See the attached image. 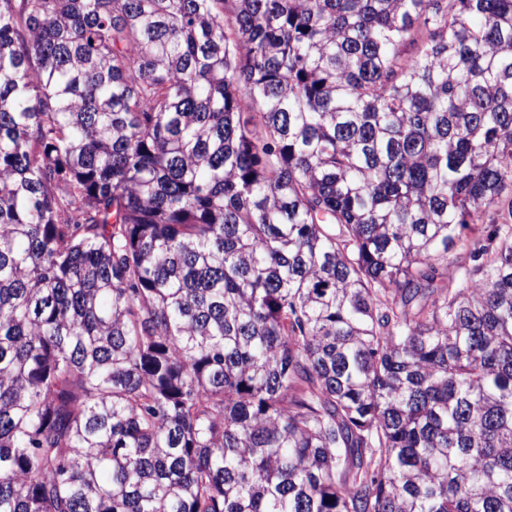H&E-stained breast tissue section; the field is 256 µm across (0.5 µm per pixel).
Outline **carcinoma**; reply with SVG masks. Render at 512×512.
<instances>
[{
  "label": "carcinoma",
  "mask_w": 512,
  "mask_h": 512,
  "mask_svg": "<svg viewBox=\"0 0 512 512\" xmlns=\"http://www.w3.org/2000/svg\"><path fill=\"white\" fill-rule=\"evenodd\" d=\"M512 0H0V512H512Z\"/></svg>",
  "instance_id": "obj_1"
}]
</instances>
